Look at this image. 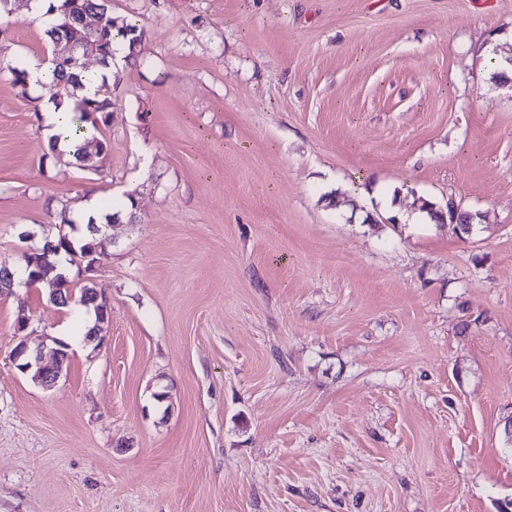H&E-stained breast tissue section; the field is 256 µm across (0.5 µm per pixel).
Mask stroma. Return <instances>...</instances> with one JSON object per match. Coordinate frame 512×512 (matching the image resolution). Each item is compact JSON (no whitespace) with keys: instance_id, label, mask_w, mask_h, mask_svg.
<instances>
[{"instance_id":"1","label":"stroma","mask_w":512,"mask_h":512,"mask_svg":"<svg viewBox=\"0 0 512 512\" xmlns=\"http://www.w3.org/2000/svg\"><path fill=\"white\" fill-rule=\"evenodd\" d=\"M29 2L0 21V261L88 193L119 219L101 342L51 282L0 297V512H512V0H108L144 39L92 169L12 82L51 53ZM451 196L472 234L419 214ZM63 323L47 390L10 355Z\"/></svg>"}]
</instances>
